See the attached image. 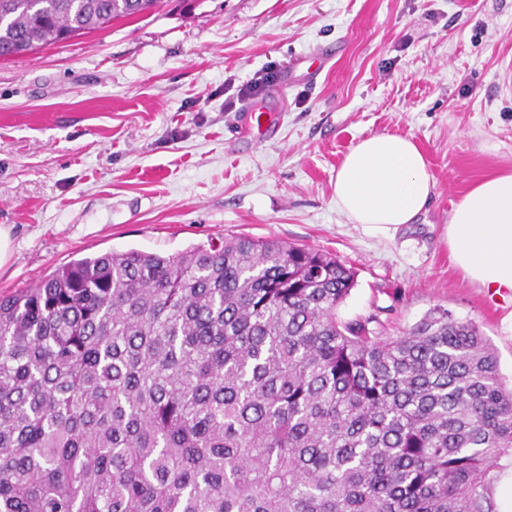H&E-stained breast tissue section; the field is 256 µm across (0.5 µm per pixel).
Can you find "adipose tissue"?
<instances>
[{"instance_id":"adipose-tissue-1","label":"adipose tissue","mask_w":512,"mask_h":512,"mask_svg":"<svg viewBox=\"0 0 512 512\" xmlns=\"http://www.w3.org/2000/svg\"><path fill=\"white\" fill-rule=\"evenodd\" d=\"M435 181L418 145L390 133L350 147L336 171L338 209L373 237H393L425 211ZM451 258L465 278L498 295H512V172L474 183L447 227Z\"/></svg>"}]
</instances>
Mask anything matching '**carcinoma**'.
Segmentation results:
<instances>
[{
    "mask_svg": "<svg viewBox=\"0 0 512 512\" xmlns=\"http://www.w3.org/2000/svg\"><path fill=\"white\" fill-rule=\"evenodd\" d=\"M164 0H0V60ZM335 256L246 235L0 296V512H497L512 389L470 321L337 310Z\"/></svg>",
    "mask_w": 512,
    "mask_h": 512,
    "instance_id": "carcinoma-1",
    "label": "carcinoma"
}]
</instances>
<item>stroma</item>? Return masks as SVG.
<instances>
[{
    "mask_svg": "<svg viewBox=\"0 0 512 512\" xmlns=\"http://www.w3.org/2000/svg\"><path fill=\"white\" fill-rule=\"evenodd\" d=\"M511 65L512 0H168L0 61V226L12 237L0 296L110 251L275 238L355 269L340 319L374 314L397 336L448 308L511 384L512 301L466 279L445 236L472 184L512 170ZM269 68L274 79L246 93ZM385 131L412 138L435 180L426 210L388 239L333 199L349 147Z\"/></svg>",
    "mask_w": 512,
    "mask_h": 512,
    "instance_id": "stroma-1",
    "label": "stroma"
}]
</instances>
